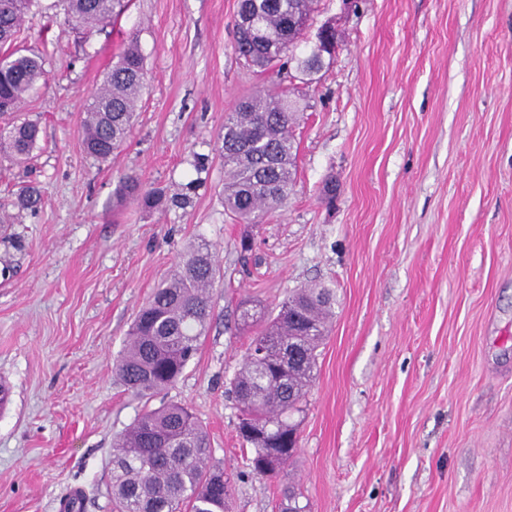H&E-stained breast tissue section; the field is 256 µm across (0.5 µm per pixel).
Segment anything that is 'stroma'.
<instances>
[{
  "label": "stroma",
  "mask_w": 512,
  "mask_h": 512,
  "mask_svg": "<svg viewBox=\"0 0 512 512\" xmlns=\"http://www.w3.org/2000/svg\"><path fill=\"white\" fill-rule=\"evenodd\" d=\"M238 0H130L113 27L71 30L37 0L21 45L47 75L23 117L32 157H0V205L26 184L36 214L0 223V512H112V445L146 407L178 403L206 428L233 512H275L249 472L227 381L247 355L243 300L277 313L294 289L334 292L330 332L287 471L310 512H512V0H319L309 37L339 43L319 82L245 64ZM136 38L146 77L132 131L104 162L79 131L92 90ZM287 91L301 108L287 204L237 224L215 157L238 101ZM187 209L117 203L119 180L193 179ZM337 186L323 198L326 182ZM220 275L199 349L141 398L113 362L154 288L198 239ZM252 248L242 251V239Z\"/></svg>",
  "instance_id": "35a3bbf8"
}]
</instances>
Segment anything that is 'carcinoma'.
Returning a JSON list of instances; mask_svg holds the SVG:
<instances>
[{"label":"carcinoma","instance_id":"obj_1","mask_svg":"<svg viewBox=\"0 0 512 512\" xmlns=\"http://www.w3.org/2000/svg\"><path fill=\"white\" fill-rule=\"evenodd\" d=\"M35 0H0V45L12 50L0 55V115L12 120L0 126V152L17 161L30 157L40 127L20 119L25 98L44 77L45 59L17 47L24 17ZM67 22L77 29L109 25L127 0H62ZM317 0H239L235 51L253 67L265 69L297 63L310 78L324 67L323 51L315 43L298 58ZM144 57L136 39L128 41L119 60L104 76L106 95L95 90L86 108L81 144L84 151L107 160L127 140L136 107L128 92L141 95ZM296 104L284 93H257L239 102L224 124V209L242 224L286 204L296 174V149L290 133L297 123ZM196 178L171 194L147 187L135 176L119 182L115 196L143 208L184 209L209 170V157L193 155ZM42 194L36 186L18 193L21 210L36 211ZM219 267L214 245L204 239L191 246L177 268L156 288L139 311L115 372L123 384L148 399L181 377L198 350L211 315L210 290ZM333 293L328 288H298L277 314L263 319L250 337L244 365L229 379L238 409L237 430L251 447L254 475L277 479L299 447V423L308 388L317 371V351L332 316ZM302 493L290 481L281 484L278 512H308ZM232 483L212 464L209 436L188 408L163 403L146 409L121 433L112 448V503L115 512H232Z\"/></svg>","mask_w":512,"mask_h":512}]
</instances>
